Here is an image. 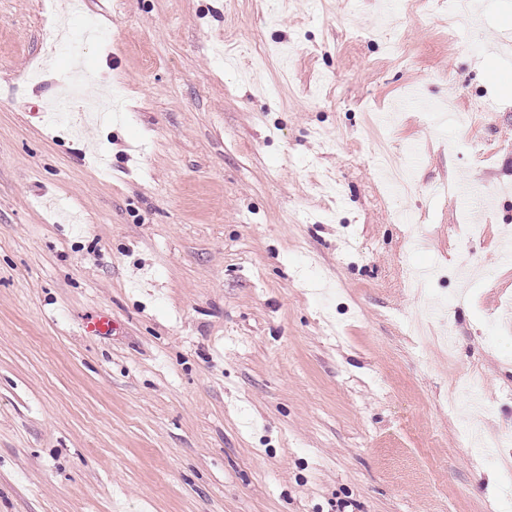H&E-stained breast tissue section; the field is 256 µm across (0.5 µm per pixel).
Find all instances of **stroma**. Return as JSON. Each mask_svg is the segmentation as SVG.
<instances>
[{
	"label": "stroma",
	"instance_id": "obj_1",
	"mask_svg": "<svg viewBox=\"0 0 512 512\" xmlns=\"http://www.w3.org/2000/svg\"><path fill=\"white\" fill-rule=\"evenodd\" d=\"M451 4L85 0L122 116L79 136L64 0H0V512H502L512 0Z\"/></svg>",
	"mask_w": 512,
	"mask_h": 512
}]
</instances>
